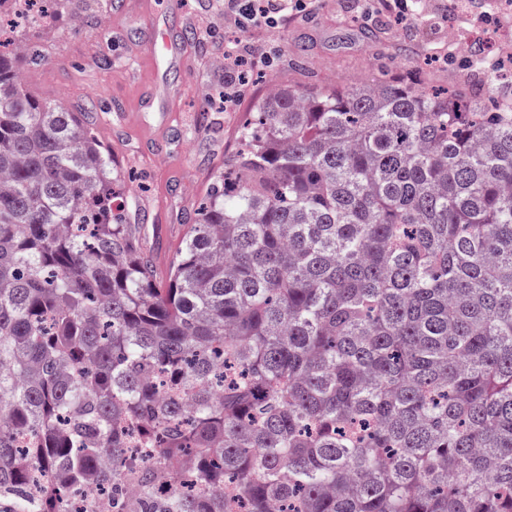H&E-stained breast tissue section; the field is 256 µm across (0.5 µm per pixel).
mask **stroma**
<instances>
[{
	"label": "stroma",
	"mask_w": 512,
	"mask_h": 512,
	"mask_svg": "<svg viewBox=\"0 0 512 512\" xmlns=\"http://www.w3.org/2000/svg\"><path fill=\"white\" fill-rule=\"evenodd\" d=\"M93 17L65 15L29 28L37 61L21 58L24 83L41 75L51 103L86 110L113 159L112 173L126 183L125 220L148 254L157 281L195 219L199 198L224 159L238 148L241 120L275 85L407 76L446 87L473 83L503 100L512 87L490 86L484 43L459 54L449 31L479 27L494 32L502 14L496 0H410L407 19L365 0H306L247 27L224 0H94ZM256 56L261 77L241 84L223 60L225 40Z\"/></svg>",
	"instance_id": "obj_1"
}]
</instances>
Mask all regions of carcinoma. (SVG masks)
Masks as SVG:
<instances>
[{
    "mask_svg": "<svg viewBox=\"0 0 512 512\" xmlns=\"http://www.w3.org/2000/svg\"><path fill=\"white\" fill-rule=\"evenodd\" d=\"M475 95L277 86L159 284L0 51V512H512V107Z\"/></svg>",
    "mask_w": 512,
    "mask_h": 512,
    "instance_id": "1",
    "label": "carcinoma"
}]
</instances>
